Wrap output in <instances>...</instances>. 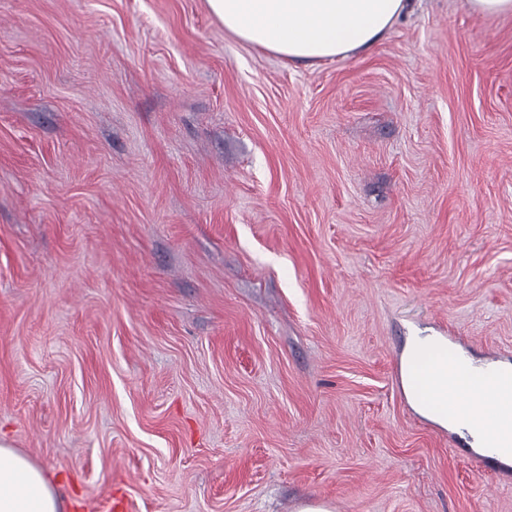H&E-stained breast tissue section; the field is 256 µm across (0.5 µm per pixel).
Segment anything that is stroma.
<instances>
[{
    "label": "stroma",
    "instance_id": "1",
    "mask_svg": "<svg viewBox=\"0 0 512 512\" xmlns=\"http://www.w3.org/2000/svg\"><path fill=\"white\" fill-rule=\"evenodd\" d=\"M512 364V15L301 64L206 0H0V439L64 512H512L408 402Z\"/></svg>",
    "mask_w": 512,
    "mask_h": 512
}]
</instances>
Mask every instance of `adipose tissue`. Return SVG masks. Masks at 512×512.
<instances>
[{
    "label": "adipose tissue",
    "instance_id": "obj_1",
    "mask_svg": "<svg viewBox=\"0 0 512 512\" xmlns=\"http://www.w3.org/2000/svg\"><path fill=\"white\" fill-rule=\"evenodd\" d=\"M211 13L244 44L309 62L369 50L410 13L415 0H207ZM408 401L433 422L470 436L496 460L512 463V377L497 368L449 361L448 341L415 336L402 361ZM484 404L470 407L472 396ZM44 469L0 443V512H63Z\"/></svg>",
    "mask_w": 512,
    "mask_h": 512
}]
</instances>
